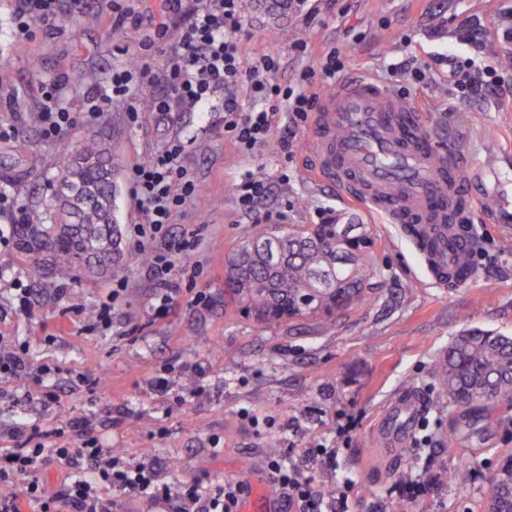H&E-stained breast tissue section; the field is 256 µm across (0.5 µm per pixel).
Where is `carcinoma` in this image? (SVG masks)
Instances as JSON below:
<instances>
[{
	"mask_svg": "<svg viewBox=\"0 0 512 512\" xmlns=\"http://www.w3.org/2000/svg\"><path fill=\"white\" fill-rule=\"evenodd\" d=\"M63 176L87 190L82 202L66 210V227L55 235L43 231V248L53 257L49 267L33 266L32 276L56 281L70 279L79 267L105 269L112 263L117 225L112 202V155L96 139L84 141L70 152ZM339 225H290L278 247L284 259L272 265L265 257L248 270L237 269L239 250L227 257L224 296L244 317L268 326L294 318L326 319L369 297L376 276L373 240L368 232L332 247ZM272 234L269 224H249L240 246L264 244ZM432 375L448 396L466 408L465 424L483 432L498 424L488 406L512 398V337L467 332L456 337L432 366ZM465 487L471 480L467 463L436 476ZM486 512H512V465L507 479L490 491Z\"/></svg>",
	"mask_w": 512,
	"mask_h": 512,
	"instance_id": "obj_1",
	"label": "carcinoma"
}]
</instances>
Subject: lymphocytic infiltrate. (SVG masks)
I'll use <instances>...</instances> for the list:
<instances>
[{
    "label": "lymphocytic infiltrate",
    "instance_id": "1",
    "mask_svg": "<svg viewBox=\"0 0 512 512\" xmlns=\"http://www.w3.org/2000/svg\"><path fill=\"white\" fill-rule=\"evenodd\" d=\"M59 0H20L15 12L19 36H29L34 25L44 26L46 32L59 30ZM189 0H163L168 16H188L189 22L178 34V51L172 55L157 79L168 93L155 98L153 109L169 112L173 107L192 111L204 106L216 95L224 97V130L229 133L241 152L248 153L263 143L280 110L296 116L313 111L315 96L294 93L269 80L277 68L270 55L257 58L250 69H243V44L240 0H204L199 8H189ZM151 76L149 68L115 70L109 91L89 97V117L100 116L103 106L115 99L130 96L139 81ZM249 80L255 105L245 112L239 106L236 90L242 80ZM67 85L59 78L49 84L43 106L37 114L44 139L53 141L76 121V115L59 101ZM184 147L172 140L157 157L133 166L129 182L140 212L138 223L130 225L129 233L140 246L150 249L153 268L159 275L155 315H167L179 288L166 278L171 267L172 253L195 251L198 241L189 236L171 240L169 226L174 214L197 191L192 174L183 163ZM86 422L70 420L67 429L56 430L60 446L45 447L28 435L25 424L11 427L6 437L11 445L0 448V485L11 486L9 494L0 496V512H27L38 506L39 512H112V502L106 490L118 487L128 494L147 498L164 512H239L245 495L240 482H227L209 488L191 483L171 487L159 480L152 463L130 462L114 456L111 449L84 439ZM79 437L80 445L64 444L65 434ZM56 468L60 476L54 486L45 485L41 471ZM267 470L290 512H347L344 491L316 489L311 474L289 466L284 457L271 458Z\"/></svg>",
    "mask_w": 512,
    "mask_h": 512
}]
</instances>
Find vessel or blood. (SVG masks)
Segmentation results:
<instances>
[{"instance_id":"b4317fda","label":"vessel or blood","mask_w":512,"mask_h":512,"mask_svg":"<svg viewBox=\"0 0 512 512\" xmlns=\"http://www.w3.org/2000/svg\"><path fill=\"white\" fill-rule=\"evenodd\" d=\"M420 123L404 98L370 78H353L322 97L311 134L315 173L353 203L406 225L429 276L444 287L468 250L470 236L459 221L471 207L463 191L469 175L455 158L438 157L422 141ZM416 409L414 394L405 392L385 418L404 437ZM280 502L263 490L240 512H276Z\"/></svg>"}]
</instances>
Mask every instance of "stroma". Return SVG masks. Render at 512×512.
Here are the masks:
<instances>
[{"mask_svg":"<svg viewBox=\"0 0 512 512\" xmlns=\"http://www.w3.org/2000/svg\"><path fill=\"white\" fill-rule=\"evenodd\" d=\"M15 0H0V186L16 191L26 209H40L46 224L60 222L53 186L66 164L62 146L78 147L95 136L112 152L117 185L113 208L120 227L138 223L129 169L181 137L185 165L198 184L171 225L174 238L194 233L197 249L173 259L169 272L181 287L167 317H154L157 277L140 264L133 240L120 236L114 251L123 263L125 296L112 311V328L92 327L83 307L95 306L112 285L109 271L78 269L59 297L58 281L33 280V264L47 263L41 233L16 226L17 247H0V270L31 291V310L21 315L0 293V338L29 346L34 365L55 366L47 389L49 408L27 401L32 379L14 380L0 399V429L21 422L41 431L88 421L86 433L114 455L160 462V477L178 486H215L228 480L261 481L271 448L308 468L316 486L335 489L349 478V512H483L497 460L512 451V400L495 404L501 420L483 436L449 441L448 425L461 410L431 376L449 342L472 329L512 336V40L502 21L512 0H306L272 12L257 6L242 15L243 68L268 54L277 58L275 84L312 95L338 81L366 76L404 96L422 112V131L438 155L454 154L472 173L464 191L474 273L458 287L437 288L397 225L356 207L330 185L314 179L311 119L278 112L267 139L253 153L240 152L224 132V101L200 111L161 114L140 95L108 106L109 122L85 119L86 97L107 87L113 70L130 67L137 42L112 26L109 0H84L62 33L35 26L30 39L12 28ZM479 24V44L462 39L464 22ZM301 40L304 52L292 48ZM344 64L337 81H303L329 52ZM492 69L503 79L480 97L458 93L449 57ZM410 58L416 74L390 75L391 62ZM83 74L72 82V72ZM69 83L62 97L78 116L60 143L45 140L35 121L45 85ZM44 165L32 171L29 154ZM269 185L253 210H242L237 187L248 179ZM285 213L290 224L326 218L367 225L375 263L371 299L337 313L331 323L296 320L270 327L251 322L224 302V258L243 228L267 214ZM204 363L203 376L186 369ZM170 382L153 387L155 378ZM421 399L422 412L402 455L377 433L378 422L405 391ZM351 414L354 429L336 433V418ZM469 460L466 488L434 477ZM429 481L413 502L391 496L404 473Z\"/></svg>","mask_w":512,"mask_h":512,"instance_id":"obj_1","label":"stroma"}]
</instances>
